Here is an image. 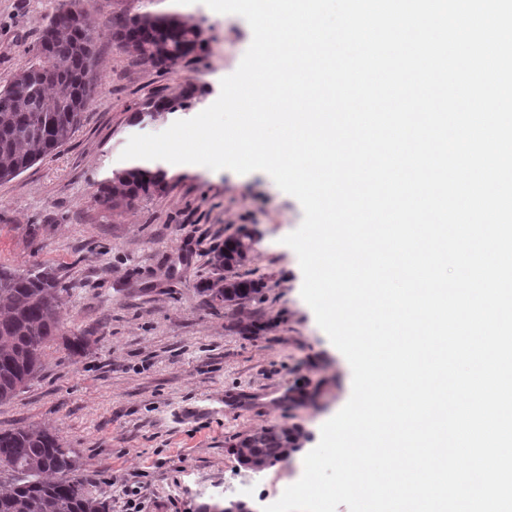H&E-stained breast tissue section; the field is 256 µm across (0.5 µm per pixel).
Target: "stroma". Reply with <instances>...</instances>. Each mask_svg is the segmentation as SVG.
<instances>
[{"label": "stroma", "mask_w": 512, "mask_h": 512, "mask_svg": "<svg viewBox=\"0 0 512 512\" xmlns=\"http://www.w3.org/2000/svg\"><path fill=\"white\" fill-rule=\"evenodd\" d=\"M63 0H0V85L31 60ZM99 32L98 81L73 138L0 182V264L52 268L63 289L61 336L40 371L0 404V431L37 426L79 457V476L109 512L138 488L143 512H199L242 500L256 512L303 474L322 425L349 400L352 371L301 297L296 253L282 239L303 219L296 198L265 172L168 174V187L114 211L96 199L128 139L133 113L158 94H194L180 119L213 104L252 32L203 0H84ZM179 13L203 30V51L163 70L113 44L112 18ZM254 237L236 277L259 298L229 305L208 287L222 276L216 249ZM82 336L75 353L68 338ZM272 426L299 428L303 451L256 472L234 445Z\"/></svg>", "instance_id": "35a3bbf8"}]
</instances>
